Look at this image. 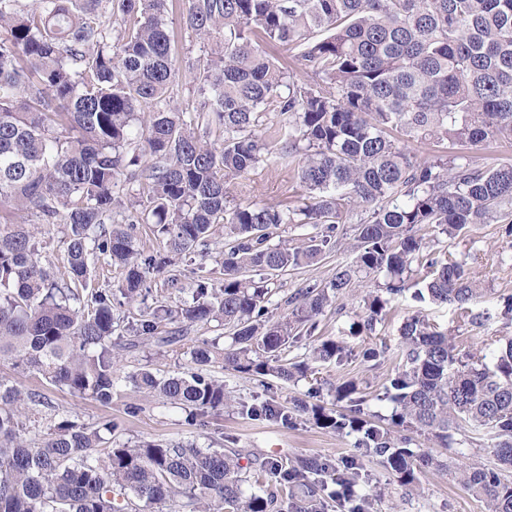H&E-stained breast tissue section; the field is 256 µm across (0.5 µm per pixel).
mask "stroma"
I'll use <instances>...</instances> for the list:
<instances>
[{"instance_id": "1", "label": "stroma", "mask_w": 512, "mask_h": 512, "mask_svg": "<svg viewBox=\"0 0 512 512\" xmlns=\"http://www.w3.org/2000/svg\"><path fill=\"white\" fill-rule=\"evenodd\" d=\"M167 24L174 34L175 49L180 57L177 76L180 103L182 107L191 108L198 102L192 70L204 48L202 44L191 41L183 31L179 13H170ZM296 170V165L286 166L273 160L260 165L245 176L229 179V200L234 204L247 201L274 204L286 198L297 199L301 190ZM356 223L357 218L352 215L347 217L345 224L338 226L335 232L338 245L326 250L318 262L275 277L274 293L268 304L273 316L285 313L283 299L286 295L313 283L329 281L337 265L351 261L348 245ZM417 233L437 254L466 261L484 288L483 297L477 305L478 311L484 314L481 325L471 326L450 309L438 306L426 307L427 319L451 334L459 349L491 352L494 340L512 336V320L504 314V301L512 296V236L506 235L504 225L494 222L471 225L453 239L434 233L426 226L418 227ZM227 241L223 229H216L207 254L193 252L183 256L181 261L156 277L151 297L143 302L136 300L125 304L128 317L115 330L120 337L117 349L119 380L110 403L75 397L67 389L51 385L41 375L13 369L6 363L0 364V378L9 384L38 392L48 402L47 408L27 420V435L47 433L59 414L78 417L93 427L111 419L120 425L118 439L129 444L142 440H194L203 447L211 445L235 451L241 464L248 469L272 458L293 460L306 457L328 461L339 479L351 483L354 495L350 498L343 495L326 497V512H350L359 499L364 500L369 512H485L483 503L447 471L425 472L420 477L417 491L412 492L401 486L376 459L360 454L352 435L339 434L306 420L291 426L277 417L246 414V407L265 402L278 409L291 407L295 399L307 394L308 380L281 383L267 393L249 376L225 370L223 360H216L210 367L211 374L223 380L236 405L194 419L182 409L135 387L131 377L143 370L157 375L186 371L190 366L192 344L205 340L217 342L222 348L229 346L227 330L214 323L190 325L186 340L170 346L157 345L154 339L135 334L140 306H151L164 300L170 293L168 279H177L180 286L189 288L199 276L210 275L216 269ZM413 310L409 297H396L388 308L384 323L379 324L375 335L370 337L350 333L351 324L362 313L359 291L350 292L344 300L343 310H331L320 316L317 335L344 342L346 355L339 362L318 363L317 376L322 389L316 397L317 404L334 407L332 385L353 380L367 398L366 411L390 415L392 404L384 396L385 377L396 364L399 329ZM369 345L386 348V357L379 365L363 359L362 351ZM349 459L357 462V469L346 468L345 462Z\"/></svg>"}]
</instances>
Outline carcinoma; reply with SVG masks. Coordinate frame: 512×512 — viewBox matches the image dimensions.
Returning <instances> with one entry per match:
<instances>
[{
    "mask_svg": "<svg viewBox=\"0 0 512 512\" xmlns=\"http://www.w3.org/2000/svg\"><path fill=\"white\" fill-rule=\"evenodd\" d=\"M182 9L186 33L212 45L197 60L195 117L174 103L177 58L166 16ZM300 48L312 80L298 82L269 48ZM275 112L280 120L267 124ZM215 128L203 139L195 123ZM439 147L419 159L405 143ZM512 141V0H0V214L26 210L64 227L68 273L43 263L25 224L0 223V361L40 374L73 395L112 401L114 300L146 298L149 276L198 246L214 227L233 238L224 278L196 280L175 307L142 314L140 333L164 321L232 331L224 368L283 382L316 375L345 347L325 338L304 360L288 357L318 318L364 278L353 336H371L394 297L422 275L417 303L452 305L471 325L482 289L466 262L434 256L415 228L455 237L472 224H507L512 235V165L478 167L470 146ZM271 159L299 160L310 202L232 205L226 180ZM129 206L114 192L118 178ZM125 222L112 223L116 210ZM361 210L350 249L325 284L288 296L269 316V277L320 260L330 234ZM152 224L164 253L141 256L131 224ZM281 224H324L300 245L271 243ZM123 268L117 289L93 286L90 256ZM263 272L255 280L247 273ZM397 365L385 386L389 425L363 416L353 381L333 389L347 411L297 399L276 414L356 435L410 489L419 474L450 465L415 447L422 436L458 458L491 441L493 463L455 467L487 512H512V337L491 355L463 352L454 337L415 312L399 330ZM215 343L190 349L194 368L135 384L194 417L232 406L207 367ZM42 396L0 380V512H324L330 463L300 458L246 472L240 458L194 443L104 438L70 416L43 437L21 418ZM273 482L265 495L242 486Z\"/></svg>",
    "mask_w": 512,
    "mask_h": 512,
    "instance_id": "carcinoma-1",
    "label": "carcinoma"
}]
</instances>
